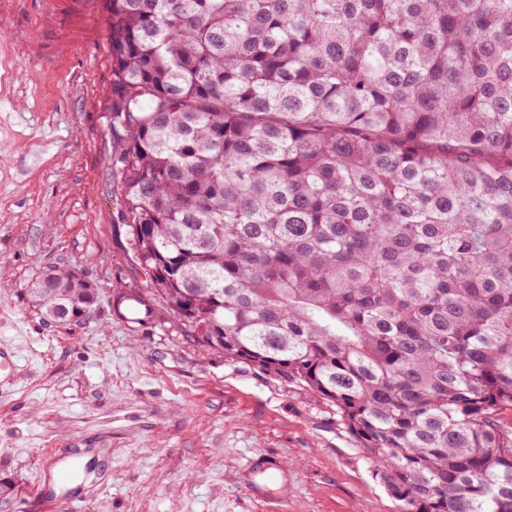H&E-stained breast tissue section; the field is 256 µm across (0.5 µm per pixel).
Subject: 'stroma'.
I'll use <instances>...</instances> for the list:
<instances>
[{
	"instance_id": "1",
	"label": "stroma",
	"mask_w": 512,
	"mask_h": 512,
	"mask_svg": "<svg viewBox=\"0 0 512 512\" xmlns=\"http://www.w3.org/2000/svg\"><path fill=\"white\" fill-rule=\"evenodd\" d=\"M111 30L104 0H0V343L20 348L0 392V512H49V460L90 449L80 512H270L251 463L288 467L286 512H397L331 408L225 358L159 306L130 327L115 297L146 284L110 163ZM93 283L81 322L44 321L28 284L52 269Z\"/></svg>"
}]
</instances>
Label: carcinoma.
<instances>
[{
    "instance_id": "carcinoma-1",
    "label": "carcinoma",
    "mask_w": 512,
    "mask_h": 512,
    "mask_svg": "<svg viewBox=\"0 0 512 512\" xmlns=\"http://www.w3.org/2000/svg\"><path fill=\"white\" fill-rule=\"evenodd\" d=\"M105 9L147 294L335 408L398 512H512V0Z\"/></svg>"
}]
</instances>
